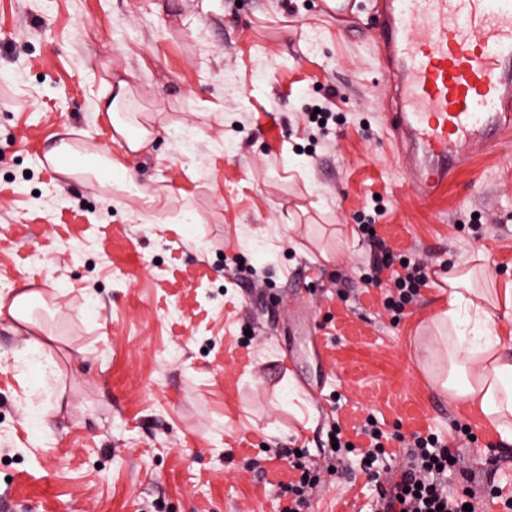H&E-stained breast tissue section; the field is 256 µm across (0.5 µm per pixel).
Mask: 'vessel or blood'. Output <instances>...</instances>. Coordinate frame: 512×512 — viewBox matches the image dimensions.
Here are the masks:
<instances>
[{
    "label": "vessel or blood",
    "mask_w": 512,
    "mask_h": 512,
    "mask_svg": "<svg viewBox=\"0 0 512 512\" xmlns=\"http://www.w3.org/2000/svg\"><path fill=\"white\" fill-rule=\"evenodd\" d=\"M372 26L416 193H440L469 147L512 140V0H376Z\"/></svg>",
    "instance_id": "vessel-or-blood-1"
}]
</instances>
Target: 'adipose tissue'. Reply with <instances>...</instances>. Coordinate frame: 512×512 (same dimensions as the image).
I'll return each instance as SVG.
<instances>
[{"instance_id": "obj_1", "label": "adipose tissue", "mask_w": 512, "mask_h": 512, "mask_svg": "<svg viewBox=\"0 0 512 512\" xmlns=\"http://www.w3.org/2000/svg\"><path fill=\"white\" fill-rule=\"evenodd\" d=\"M109 90L104 110L113 143L129 155L142 152L151 142L149 131L117 118L130 93L128 82L117 80ZM485 261L480 252L465 264L449 267L441 291L446 304L435 318L434 347L450 363L443 389L480 411L502 442L512 444V336L492 331L497 321L512 320V282L501 285L487 276ZM42 300L40 292L24 289L9 298L0 295V310L8 309L30 330L28 344L35 352L44 348L38 337L41 327L33 317L36 303Z\"/></svg>"}]
</instances>
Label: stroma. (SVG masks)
I'll list each match as a JSON object with an SVG mask.
<instances>
[{
    "label": "stroma",
    "instance_id": "obj_1",
    "mask_svg": "<svg viewBox=\"0 0 512 512\" xmlns=\"http://www.w3.org/2000/svg\"><path fill=\"white\" fill-rule=\"evenodd\" d=\"M348 10L342 29L321 0H0V294L48 303L42 356L0 314V512H280L292 448L325 470L308 512H370L359 453L329 472L323 451L332 423L350 436L370 415L448 441L476 512H500L495 431L424 362L436 288L392 323L351 231L380 204L393 252L435 270L480 251L512 280V147L416 196L370 0ZM116 78L154 133L134 156L99 110ZM317 107L336 120L315 140ZM62 140L135 190L56 180ZM127 169L121 162L114 159H105L99 168L93 171L95 177L101 182L124 184L127 182ZM492 453L489 454V457L487 458L488 465L491 466V469L489 471V476L486 480V485L483 487V490L488 496H491L492 499H496L497 503H501L503 505V510L506 512L512 511V496L511 495H503L502 488L499 487V485L494 483V474L498 470V462L499 458L495 454V448L489 449ZM493 475V477H492Z\"/></svg>",
    "mask_w": 512,
    "mask_h": 512
}]
</instances>
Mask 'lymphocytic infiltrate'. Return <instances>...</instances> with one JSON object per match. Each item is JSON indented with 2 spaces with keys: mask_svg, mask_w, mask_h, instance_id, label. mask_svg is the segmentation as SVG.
I'll use <instances>...</instances> for the list:
<instances>
[{
  "mask_svg": "<svg viewBox=\"0 0 512 512\" xmlns=\"http://www.w3.org/2000/svg\"><path fill=\"white\" fill-rule=\"evenodd\" d=\"M359 230L377 250L367 280L390 287L385 306L391 311L393 322H400L407 306L427 286L428 268L387 249L374 224L360 225ZM357 433L369 440L360 469L375 487L372 512H464L466 506L472 505L475 492L471 487L456 492L448 488V477L456 470L457 454L438 436L414 433L407 437L395 433L387 437L371 420ZM390 440L408 450L405 462L395 469L384 464L386 443ZM319 482V470L307 465L302 457H294L287 479L277 483L288 497L283 512H307L312 491Z\"/></svg>",
  "mask_w": 512,
  "mask_h": 512,
  "instance_id": "obj_1",
  "label": "lymphocytic infiltrate"
}]
</instances>
